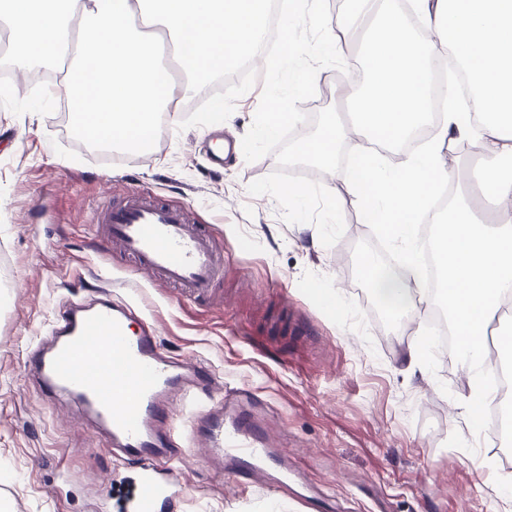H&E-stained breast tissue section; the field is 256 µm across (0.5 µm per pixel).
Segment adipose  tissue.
<instances>
[{"mask_svg":"<svg viewBox=\"0 0 512 512\" xmlns=\"http://www.w3.org/2000/svg\"><path fill=\"white\" fill-rule=\"evenodd\" d=\"M266 2L0 0V23L19 57L64 65L55 91L65 96L78 135L144 153L174 98L252 51ZM359 2L363 12L382 17L363 35L372 90L337 87V99L351 107L350 123L329 121L318 134L303 138L298 149L332 194L336 145L354 142L357 162L346 191L373 200L379 231L406 261L405 271L398 272L364 258V277L389 313L411 317L420 326L425 320L415 301L430 299L432 284L420 264L417 219L429 211L433 190L448 176L446 153L452 144L465 140L478 150L479 184L495 219L485 221L477 207L457 200L438 220L431 254L444 277L442 295L453 333L465 356L480 358L487 324L512 301V177L499 174L500 162L512 159V0H418L435 34L433 57L446 52L462 63L470 92L461 95L455 84H447L446 107L434 134L420 151L393 166L365 143L374 136L400 142L423 121L432 72L390 0ZM497 375L496 366H489L460 397L472 428L482 427L493 400L482 381Z\"/></svg>","mask_w":512,"mask_h":512,"instance_id":"obj_1","label":"adipose tissue"}]
</instances>
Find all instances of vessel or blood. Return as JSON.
<instances>
[{"instance_id":"obj_1","label":"vessel or blood","mask_w":512,"mask_h":512,"mask_svg":"<svg viewBox=\"0 0 512 512\" xmlns=\"http://www.w3.org/2000/svg\"><path fill=\"white\" fill-rule=\"evenodd\" d=\"M93 222L104 250L120 249L139 271L190 292L205 293L221 265L210 237L184 208L133 195L96 208ZM132 316L129 304L108 295L69 303L29 359L41 387L74 401L104 433L108 452L136 466L139 493L127 512H162L181 493L165 465L180 439L159 429L173 396L193 404L190 435L211 465L247 482L271 469L287 474L285 452L271 447L253 414L241 410L242 395L229 391L222 401L199 405L210 378L162 351L151 324L128 336Z\"/></svg>"}]
</instances>
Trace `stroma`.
I'll list each match as a JSON object with an SVG mask.
<instances>
[{
	"label": "stroma",
	"mask_w": 512,
	"mask_h": 512,
	"mask_svg": "<svg viewBox=\"0 0 512 512\" xmlns=\"http://www.w3.org/2000/svg\"><path fill=\"white\" fill-rule=\"evenodd\" d=\"M22 86L0 90V504L7 512H117L106 496L133 490V466L110 457L77 405L51 397L23 363L67 301L135 303L171 355L262 401L274 447L334 512H512L506 469H487L492 428L471 436L459 408L455 358L428 374L402 360L409 332L372 334L379 316L359 268L379 246L365 204L339 191L345 232L324 247L314 224L283 220L248 185L275 155L215 167L210 127L179 129L217 83L172 103L148 154L104 157L82 148L35 64L0 54ZM139 194L187 208L224 266L200 298L136 273L126 254L103 252L94 209ZM185 486L178 512H304L290 488L243 485L185 447L171 459Z\"/></svg>",
	"instance_id": "35a3bbf8"
}]
</instances>
